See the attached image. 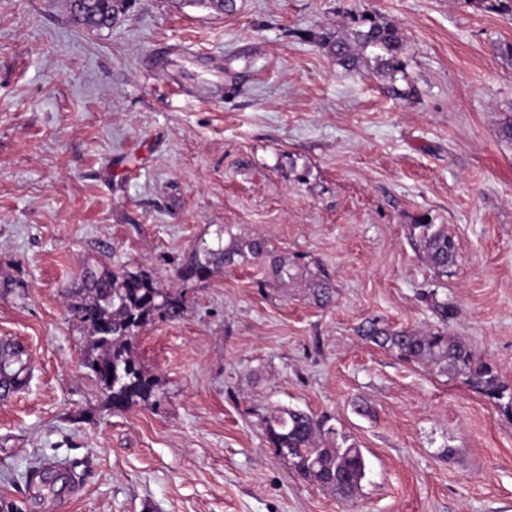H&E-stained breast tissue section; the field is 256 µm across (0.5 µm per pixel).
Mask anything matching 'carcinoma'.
Here are the masks:
<instances>
[{
	"instance_id": "1",
	"label": "carcinoma",
	"mask_w": 512,
	"mask_h": 512,
	"mask_svg": "<svg viewBox=\"0 0 512 512\" xmlns=\"http://www.w3.org/2000/svg\"><path fill=\"white\" fill-rule=\"evenodd\" d=\"M129 0H69L77 21L90 29L112 26L123 14ZM474 8L512 15V0H466ZM345 33H329L319 45L342 70L354 73L372 64L375 73L396 80L408 65L406 46L397 24L380 21L368 14L350 11L344 16ZM419 244L429 265L439 273L448 272L457 256V243L445 227L422 220ZM249 260L267 263L265 274L280 280L288 274L286 265L272 255L262 236L247 239L230 237L227 244L195 250L177 268L178 280L203 281L218 267H233ZM68 304L70 319L91 330L93 354L86 366L105 395V405L125 410L134 405L157 401L156 384L133 358L132 346L140 329L150 323L174 322L184 315L186 299L170 290L145 270L131 271L122 266L110 268L99 262L87 263ZM336 288L321 279L313 288L317 304L334 302ZM431 308L440 325L418 332L391 329L378 318L365 320L360 336L395 357L406 361L430 360L443 365L450 378H461L495 406L512 411V386L496 365L477 355L464 342L448 334L445 325L454 306L430 294ZM30 376L22 352L0 346V393L5 395ZM267 441L282 449L289 466L303 478L345 498L353 496L366 476V459L353 444L338 442V431L325 417L295 408H275L264 418Z\"/></svg>"
}]
</instances>
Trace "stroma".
I'll return each instance as SVG.
<instances>
[{
  "mask_svg": "<svg viewBox=\"0 0 512 512\" xmlns=\"http://www.w3.org/2000/svg\"><path fill=\"white\" fill-rule=\"evenodd\" d=\"M351 9L398 25L405 76L319 46ZM506 42L512 16L464 0H131L99 31L66 0H0V339L31 375L0 399V512H512V414L356 333L436 326L434 290L512 384ZM423 217L457 242L447 274L416 244ZM222 227L263 235L290 278L246 262L178 282ZM93 261L188 301L133 346L157 404L105 408L85 366L67 304ZM275 406L362 449L356 496L290 469L263 430ZM35 469L68 481L42 493Z\"/></svg>",
  "mask_w": 512,
  "mask_h": 512,
  "instance_id": "stroma-1",
  "label": "stroma"
}]
</instances>
